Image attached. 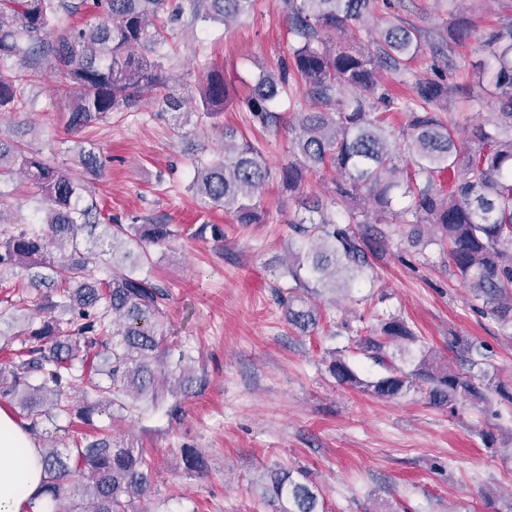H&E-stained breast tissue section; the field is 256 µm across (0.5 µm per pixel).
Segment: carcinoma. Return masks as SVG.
<instances>
[{"label": "carcinoma", "mask_w": 512, "mask_h": 512, "mask_svg": "<svg viewBox=\"0 0 512 512\" xmlns=\"http://www.w3.org/2000/svg\"><path fill=\"white\" fill-rule=\"evenodd\" d=\"M254 0H94L106 18L81 28L48 33L50 19L87 9L89 0H0V112L27 107L23 85L47 71L62 73L73 94L69 125L78 130L109 112L131 111L146 93L166 89L161 65L146 53L165 41L166 22L188 8L197 20L224 26L247 14ZM288 33L295 39L290 60L275 72L262 71L247 101L248 111L265 127L278 129L273 101L296 84L304 111L297 113L291 141L293 160L282 168V188L300 189L307 171L322 173L339 203L365 200L407 224V215L427 217L448 241V267L476 292L497 318L512 325V25L493 32L495 118L478 127L476 148L467 151L460 177L448 193L436 177L455 169L462 145L452 125L435 108L448 102L456 86L443 80L410 84L404 78L423 51L417 31L390 26L364 49L326 46L336 31L367 24L375 0H281ZM387 70L406 87L393 93L380 83ZM233 99L224 74L210 72L196 102L163 95L174 111L194 105L202 124H215ZM384 113L407 114L406 126L384 125ZM218 160L198 158L188 190L199 205L219 209L239 224L262 220L261 192L273 179L265 155L236 127L223 130ZM73 164L87 172L101 159L80 144ZM22 174L47 204L38 226L4 219L13 193L0 189V275L27 273L28 287L46 288L40 326L26 330L35 345L20 350L0 367V398L31 419L76 417L85 424L106 408L123 419L141 403L158 398L161 373L185 375L191 358L171 362L165 344V286L150 272L149 247L174 237L169 224H100L86 186L35 149L21 133L0 135V186ZM409 201L397 211L394 204ZM307 215L297 221L301 246L291 251L286 275L293 285L277 291L288 325L307 333L319 325L317 297L350 291L370 267V238L353 230L365 224L360 208L342 216L317 195L302 200ZM111 277L93 276L97 264ZM417 341L400 317L379 320L360 349L384 374L361 378L344 359L332 363L336 381L385 400L414 391L453 414L461 402H486L493 392L512 405V391L501 384H475L430 353L405 369L396 353ZM99 345L108 382L90 378L84 404L72 411L65 390L85 367L89 349ZM45 494L53 502L81 497L80 512H129L136 498L151 493V465L145 450L118 441L112 427L83 435L62 453H42ZM262 499L275 512H323L320 489L302 470H273Z\"/></svg>", "instance_id": "1"}]
</instances>
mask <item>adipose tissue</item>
I'll list each match as a JSON object with an SVG mask.
<instances>
[{"mask_svg":"<svg viewBox=\"0 0 512 512\" xmlns=\"http://www.w3.org/2000/svg\"><path fill=\"white\" fill-rule=\"evenodd\" d=\"M41 451L27 427L0 408V512H23L44 499Z\"/></svg>","mask_w":512,"mask_h":512,"instance_id":"1","label":"adipose tissue"}]
</instances>
